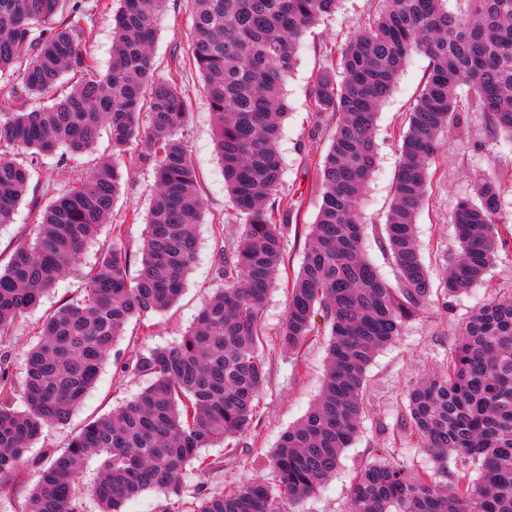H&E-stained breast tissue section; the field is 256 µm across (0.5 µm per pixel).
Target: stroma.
<instances>
[{
    "label": "stroma",
    "mask_w": 512,
    "mask_h": 512,
    "mask_svg": "<svg viewBox=\"0 0 512 512\" xmlns=\"http://www.w3.org/2000/svg\"><path fill=\"white\" fill-rule=\"evenodd\" d=\"M374 9V0H342L335 16L307 31L299 65L283 87L289 109L279 139L285 170L278 196L283 210L298 215V228L289 232L286 244V268L291 273L298 271L302 264L306 234L318 213L321 188L317 161L330 144V127L316 126L309 111L315 77L327 64L322 50L326 44L348 40ZM191 24L189 0H165L152 47L157 77L166 76L175 67L180 70L181 88L190 101L184 138L199 174L204 199L197 254L185 292L169 310L147 317L153 326L150 344L154 347L173 344L192 324L216 288L211 276L215 231L219 228L228 234L236 231L235 225L223 222L231 202L214 151L211 111L201 90V76L189 60ZM427 66L426 57L413 56L379 109L374 129L376 170L359 209V220L366 228L364 251L390 282L395 281L396 272L383 247V227L400 157L398 132L406 112L423 88ZM508 150L511 148L506 138L492 135L483 116L474 112L463 114L459 126L442 137L432 167L431 185L416 220L417 244L433 285H440L445 268L457 253L451 217L457 200L468 194L479 171L492 169L504 190L505 206H512V160L506 158ZM154 190L151 172L131 171L125 175L115 199V213L121 217L131 210L146 212ZM495 297H512V232L504 233L498 257L483 283L456 298L448 312L444 311L440 297H432L430 306L405 324L397 340L375 354L364 377L365 412L360 431L342 453L335 474L297 505V512H347L351 484L357 472L383 459L385 449L393 445L394 427L404 412L408 387L423 375L442 368L470 313ZM286 310L287 291L280 285L271 290L263 307L266 380L256 413L248 429L239 436L236 453H225L219 443L210 445L204 453L218 459V467L205 473L184 471L185 503L194 502L198 492L223 494L256 479L277 487V474L270 463L272 451L281 432L296 423L317 400L327 372L325 336L316 337L299 359H290L282 352L279 332ZM145 385L142 377L120 372L111 363L104 365L70 422L46 429L41 445L66 447L71 435L84 424L123 405Z\"/></svg>",
    "instance_id": "1"
}]
</instances>
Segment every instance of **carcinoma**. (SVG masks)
Here are the masks:
<instances>
[{
  "label": "carcinoma",
  "instance_id": "carcinoma-1",
  "mask_svg": "<svg viewBox=\"0 0 512 512\" xmlns=\"http://www.w3.org/2000/svg\"><path fill=\"white\" fill-rule=\"evenodd\" d=\"M119 2L112 60L103 69L90 52L91 12L111 9L112 0H0V99L19 104L0 115V225L13 223L47 160L77 172L40 211L31 242L17 245L0 268V481L21 486L22 470L37 475L21 512H83L80 475L93 456L99 466L88 494L99 512H121L149 490L163 496L160 512H184L182 472L216 464L199 449L219 442L235 451L233 440L253 419L266 380L262 308L285 263L282 87L305 31L340 4L190 0V54L233 205L223 223L239 226L236 236L218 231L212 278L221 287L178 342L115 359L120 372L146 379L142 392L85 425L64 449L30 456L44 429L70 421L131 322L139 323L142 341L153 336L142 317L179 300L197 249L203 199L182 135L190 104L179 70L154 75L151 48L163 0ZM461 2L464 8L451 12L448 0H378L356 35L323 51L328 65L317 76L311 112L316 123L328 115L334 124L317 167L321 204L301 268L288 283L280 340L297 357L312 337L328 336V372L317 401L281 433L271 455L279 496L292 504L335 473L359 429L366 368L432 296L415 224L438 139L458 126L461 113L479 112L512 142V0ZM415 54L429 64L400 133L384 225L392 285L363 252L357 207L376 167L378 109ZM67 74L76 78L68 94L31 104L56 93ZM104 129L111 155L79 173ZM135 142L141 148L133 151ZM125 168L152 171L156 186L134 276L123 240L139 214L112 222ZM511 220L495 177H477L472 195L455 208L459 255L442 276L443 308L484 280L497 258L499 225ZM105 225L111 242L84 273L83 294L62 298L35 323L38 340L16 381L9 354L16 322L79 270L85 247ZM399 430L435 469L371 463L355 476L348 512H512V299H495L470 315L445 366L410 386ZM470 461L479 465L478 478L448 485V464ZM191 512L280 507L256 479L200 495Z\"/></svg>",
  "mask_w": 512,
  "mask_h": 512
}]
</instances>
